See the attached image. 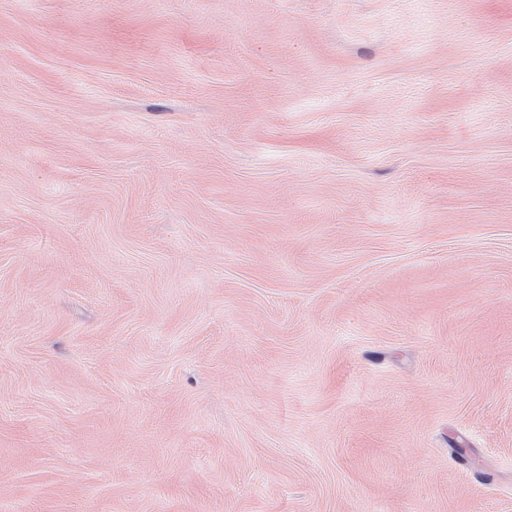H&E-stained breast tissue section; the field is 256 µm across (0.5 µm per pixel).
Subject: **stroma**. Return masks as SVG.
I'll return each mask as SVG.
<instances>
[{"label":"stroma","instance_id":"obj_1","mask_svg":"<svg viewBox=\"0 0 512 512\" xmlns=\"http://www.w3.org/2000/svg\"><path fill=\"white\" fill-rule=\"evenodd\" d=\"M0 512H512V0H0Z\"/></svg>","mask_w":512,"mask_h":512}]
</instances>
